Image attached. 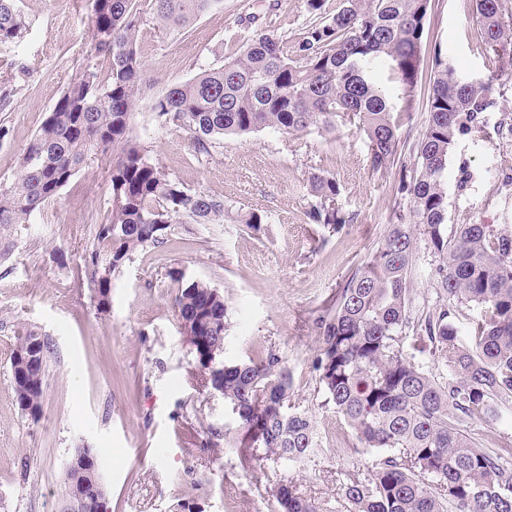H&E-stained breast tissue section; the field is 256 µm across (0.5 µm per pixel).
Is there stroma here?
<instances>
[{
    "label": "stroma",
    "instance_id": "1",
    "mask_svg": "<svg viewBox=\"0 0 512 512\" xmlns=\"http://www.w3.org/2000/svg\"><path fill=\"white\" fill-rule=\"evenodd\" d=\"M29 23L24 38L0 44V77L13 79L0 108V180L18 161L50 109L81 68L90 35V0H16ZM473 0H434L423 42L440 45L467 79L498 72L472 18ZM315 18L308 0H223L177 32L145 25L138 52L159 86L182 83L198 64H222L240 49L247 21L298 41ZM143 100L135 129L151 159L170 177L223 197L266 224H179L165 245L137 252L112 277V302L98 311L78 270L90 218H105L111 195L109 156L83 166L58 198L29 223L6 231L15 244L0 257V512H56L76 449H93L108 490V512H277L274 490L291 480L332 503L340 472L360 461L347 425L326 406L314 368V320L374 251L401 196L396 165L373 170L357 124L282 134L269 129L225 137L197 163L183 135ZM494 161L512 175V143L481 129L458 136L448 160V221L512 224V197L486 173ZM332 176L351 223L332 230L311 223L310 173ZM206 282L228 304L224 359L242 362L273 351L288 360L291 400L312 415L315 448L303 462L243 470L244 430L222 395L202 386L174 312L179 284L171 271ZM51 343L43 410L31 419L10 386V356L27 330ZM226 432L219 447L210 429Z\"/></svg>",
    "mask_w": 512,
    "mask_h": 512
}]
</instances>
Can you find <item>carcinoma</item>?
Returning <instances> with one entry per match:
<instances>
[{
	"label": "carcinoma",
	"mask_w": 512,
	"mask_h": 512,
	"mask_svg": "<svg viewBox=\"0 0 512 512\" xmlns=\"http://www.w3.org/2000/svg\"><path fill=\"white\" fill-rule=\"evenodd\" d=\"M221 2L91 0L85 64L20 156L17 175L0 182V228L26 224L88 161L112 154L110 212L94 223L80 271L101 311L111 304L112 275L138 251L167 243L173 225L222 224L231 215L253 230L266 223L255 212L234 215L224 199L170 177L133 132L153 85L137 50L141 28L154 21L178 31ZM431 10L432 0H343L336 13L307 25L299 41L255 32L235 57L198 66L152 103L158 118L184 131L199 163L229 134L327 130L356 117L370 166L379 170L395 161L400 145L384 72L398 75L410 105L428 64L425 129L412 146L413 166L399 172L407 211L315 319V369L326 404L351 430L356 453L390 452L343 473L336 512H512V440L485 449L466 427L496 420L512 398V225H448L446 181L456 136L505 108L493 81L461 78L438 46L423 53ZM473 20L484 49L512 76V12L504 0H474ZM25 30L15 0H0V43ZM101 60L109 62L104 77ZM308 186L312 223L335 230L352 221L335 178L314 172ZM423 250L436 300L417 307L413 283ZM172 277L181 282L175 309L182 333L201 337L190 347L197 368L221 363L224 295L202 281L182 282L177 271ZM461 321L469 324L468 346ZM408 329L427 337L428 359L405 352ZM49 350L45 337L29 331L12 352L11 388L31 417L42 408ZM224 402L245 431H255L244 467L268 460L290 467L315 445L312 416L292 403L286 360L273 351L224 364ZM277 502L282 512H328L292 483L280 488ZM79 512H107V489H87Z\"/></svg>",
	"instance_id": "obj_1"
}]
</instances>
